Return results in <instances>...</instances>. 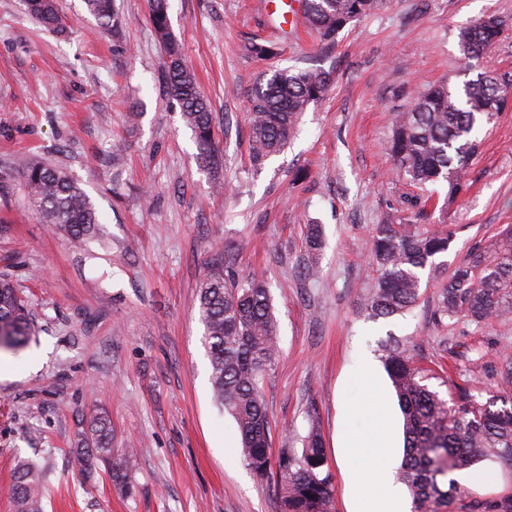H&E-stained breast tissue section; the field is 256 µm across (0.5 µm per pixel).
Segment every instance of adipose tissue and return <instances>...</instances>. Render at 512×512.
<instances>
[{
    "label": "adipose tissue",
    "instance_id": "1",
    "mask_svg": "<svg viewBox=\"0 0 512 512\" xmlns=\"http://www.w3.org/2000/svg\"><path fill=\"white\" fill-rule=\"evenodd\" d=\"M351 488L349 512H403L404 488L391 477L400 464L386 437L350 449Z\"/></svg>",
    "mask_w": 512,
    "mask_h": 512
}]
</instances>
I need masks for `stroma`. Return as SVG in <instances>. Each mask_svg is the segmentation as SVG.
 <instances>
[{"mask_svg":"<svg viewBox=\"0 0 512 512\" xmlns=\"http://www.w3.org/2000/svg\"><path fill=\"white\" fill-rule=\"evenodd\" d=\"M56 2L62 36L22 0H0V163L26 153L65 167L90 197L102 238L76 249L37 219L21 179L0 189V225L10 228L0 235V272L22 289L32 322L25 347L0 353V512H13L23 463L43 474L42 512H279L274 484L240 461L235 422L212 401L197 286L220 250L273 299L279 357L261 384L272 450H301L318 425L333 512L349 508L342 443L381 429L403 451L386 371L373 385L348 376L361 352L382 357L387 339L407 348L445 399L463 388L498 393L494 369L512 355V316L483 326L433 313L470 249H493L512 225V108L477 127L466 187L443 209L407 203L414 189L389 145L396 113L419 91L512 69V35L473 66L457 37L491 12L512 25V0H388L331 44L307 29L282 39L260 0H170L173 33L214 112L215 179L199 169L192 133L165 92L166 51L148 0H116V37L83 0ZM252 40L279 44L278 55L252 57ZM316 67L334 71V82L283 153L252 163L253 91L275 70ZM217 179L228 193H214ZM387 222L419 233L443 225L452 241L421 271L416 305L374 322L364 309L375 276L367 244ZM310 224L324 233L313 280L301 272ZM100 409L113 447L135 444L125 496L103 475L85 490L71 472L69 449ZM471 472L448 512L512 494V465L484 458Z\"/></svg>","mask_w":512,"mask_h":512,"instance_id":"1","label":"stroma"}]
</instances>
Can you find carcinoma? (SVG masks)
<instances>
[{"mask_svg": "<svg viewBox=\"0 0 512 512\" xmlns=\"http://www.w3.org/2000/svg\"><path fill=\"white\" fill-rule=\"evenodd\" d=\"M386 4V0H300L307 26L333 42L347 25ZM85 5L109 32L117 27L114 0H85ZM30 16L42 26L59 30L55 0H24ZM149 18L165 47V84L177 102L185 126L192 131L196 160L203 170L219 168L215 123L209 101L200 93L171 27L168 0H149ZM507 30L494 13L474 19L458 33L464 58L479 61ZM333 81L324 69H279L257 87L250 100L249 148L261 163L280 154L295 133L308 106L318 101ZM512 107V70L484 72L456 87L445 80L421 92L411 106L397 113L390 152L400 171L426 198L429 186L448 185V198L464 189V176L477 155L475 129ZM23 182L34 214L44 224L67 234L77 245L97 237L100 221L94 205L63 167L31 157H19L0 167V184L14 175ZM444 230L419 234L404 224H377L370 237L376 279L365 304L373 317H391L410 310L421 288L420 272L435 255L448 250ZM321 227L307 225L302 272L319 274ZM199 320L210 358V384L216 406L234 420L240 437L239 457L258 478L274 483L281 512H333L332 474L320 432L314 426L303 437L301 453L282 451L271 456V430L261 391L263 377L279 356L278 322L269 289L253 276L242 280L231 260L209 267L198 287ZM512 314V226L503 230L502 244L492 255L481 246L448 275L439 288L435 317L462 319L478 325ZM31 333L26 301L12 278L0 273V351L21 348ZM383 363L398 396L405 435L399 478L410 489L415 512H446L462 496L450 474L484 457L512 462V358L495 369L500 393L486 401L467 390L446 400L425 384L422 370L410 353L384 346ZM128 453L112 448L109 420L98 415L90 434L72 450L75 475L89 483L98 471L108 473L113 488L130 489ZM39 470L19 469L12 486L15 512H41Z\"/></svg>", "mask_w": 512, "mask_h": 512, "instance_id": "1", "label": "carcinoma"}]
</instances>
